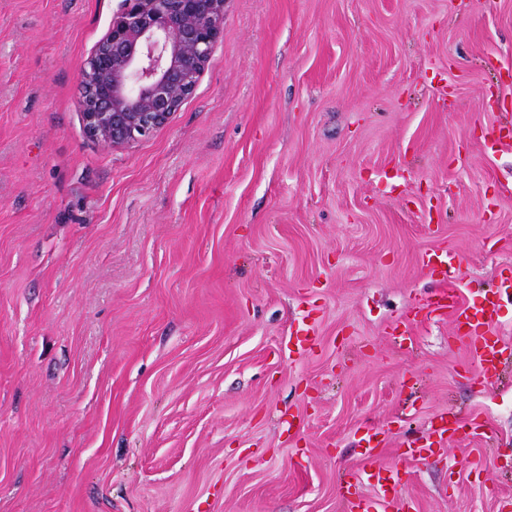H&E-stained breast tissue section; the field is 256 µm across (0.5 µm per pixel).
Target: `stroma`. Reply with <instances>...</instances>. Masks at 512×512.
I'll use <instances>...</instances> for the list:
<instances>
[{
    "label": "stroma",
    "instance_id": "35a3bbf8",
    "mask_svg": "<svg viewBox=\"0 0 512 512\" xmlns=\"http://www.w3.org/2000/svg\"><path fill=\"white\" fill-rule=\"evenodd\" d=\"M127 0H0V512H390L512 500V363L451 317L512 277V0H226L172 121L88 140L80 67ZM479 418L419 458L437 417ZM381 428L376 454L364 434ZM457 257L451 250H445L440 254L426 255L422 259L423 266L436 275L441 282L446 283L451 274L455 273ZM470 337V352L476 363L478 378L488 384L497 378L502 366L512 359V347L501 343L497 336L483 331ZM351 479L346 492L341 495L343 510L346 512H371L374 510L373 503L363 499L359 494V486L364 482H373L377 485L382 493L383 511H388L397 495L401 481L400 470L396 467L378 469L377 471L364 468L353 475Z\"/></svg>",
    "mask_w": 512,
    "mask_h": 512
}]
</instances>
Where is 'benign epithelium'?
I'll return each mask as SVG.
<instances>
[{"mask_svg":"<svg viewBox=\"0 0 512 512\" xmlns=\"http://www.w3.org/2000/svg\"><path fill=\"white\" fill-rule=\"evenodd\" d=\"M80 69L92 141L125 149L170 123L223 35L225 0H129Z\"/></svg>","mask_w":512,"mask_h":512,"instance_id":"7a95c632","label":"benign epithelium"}]
</instances>
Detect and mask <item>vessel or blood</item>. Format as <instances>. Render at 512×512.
I'll list each match as a JSON object with an SVG mask.
<instances>
[{
	"label": "vessel or blood",
	"instance_id": "1",
	"mask_svg": "<svg viewBox=\"0 0 512 512\" xmlns=\"http://www.w3.org/2000/svg\"><path fill=\"white\" fill-rule=\"evenodd\" d=\"M457 257L452 251H444L424 256V267L436 276L449 278L456 270ZM512 288V279L502 280L499 290L481 293L478 302H462L455 288L441 289L429 299L426 307L429 313L452 316L460 326H481L479 335L471 337L470 352L476 363V370L482 383L488 384L497 378L502 366L512 362V347L501 343L500 339L486 333L485 328L494 323L499 310V292ZM401 477L398 468L391 467L387 471L360 470L353 475L347 485L346 492L341 495L345 512H373L372 502L363 499L359 494L362 483H375L383 498L384 507H391L400 484Z\"/></svg>",
	"mask_w": 512,
	"mask_h": 512
}]
</instances>
